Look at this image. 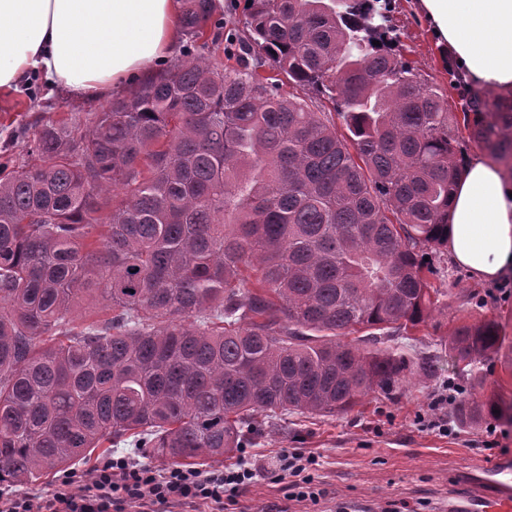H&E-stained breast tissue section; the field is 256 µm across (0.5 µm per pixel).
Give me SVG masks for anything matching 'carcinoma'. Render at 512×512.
<instances>
[{
  "mask_svg": "<svg viewBox=\"0 0 512 512\" xmlns=\"http://www.w3.org/2000/svg\"><path fill=\"white\" fill-rule=\"evenodd\" d=\"M181 0L192 53L86 119L49 121L0 177V483L24 485L129 443L219 462L286 415L391 394L399 347L446 305L426 250L448 246L468 137L512 174V99L442 90L394 50L380 0ZM240 35L226 67L206 53ZM379 45H374L373 41ZM271 66L333 105L314 112ZM111 315L77 331L74 307ZM471 388L494 319L443 338ZM457 419L512 423L467 393Z\"/></svg>",
  "mask_w": 512,
  "mask_h": 512,
  "instance_id": "carcinoma-1",
  "label": "carcinoma"
}]
</instances>
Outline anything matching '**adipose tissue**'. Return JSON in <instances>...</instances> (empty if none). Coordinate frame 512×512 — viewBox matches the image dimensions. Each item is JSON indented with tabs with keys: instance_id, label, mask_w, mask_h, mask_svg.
<instances>
[{
	"instance_id": "adipose-tissue-1",
	"label": "adipose tissue",
	"mask_w": 512,
	"mask_h": 512,
	"mask_svg": "<svg viewBox=\"0 0 512 512\" xmlns=\"http://www.w3.org/2000/svg\"><path fill=\"white\" fill-rule=\"evenodd\" d=\"M438 46L480 88L512 94V0H417ZM182 33L179 0H0V91L36 75L96 101L155 74ZM448 254L477 279L512 270V180L467 159L448 210Z\"/></svg>"
}]
</instances>
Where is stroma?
I'll list each match as a JSON object with an SVG mask.
<instances>
[{"mask_svg": "<svg viewBox=\"0 0 512 512\" xmlns=\"http://www.w3.org/2000/svg\"><path fill=\"white\" fill-rule=\"evenodd\" d=\"M392 26L400 36L397 46L413 62L422 78L439 86L448 109L460 112L473 90L455 61L442 54L414 0H389ZM101 103H87L38 77L0 97V149L29 159L28 146L42 124L71 114L100 111ZM436 268V285L449 291L448 307L434 313L408 340L403 352L408 363L433 361L432 380L404 386L387 396L375 393L350 412L335 416H292L287 428L265 432L248 449L271 460L281 451L299 450L317 458L312 475L321 490L317 501L293 498L286 479L269 475L247 486L227 512H449L451 503L478 494L467 473L483 470L488 461L512 459V425L506 434L486 428L456 426L442 435L421 429L420 417L437 412L452 416L453 407L437 404L445 385L457 383L458 368L448 359L442 338L463 319L499 321L504 344L486 362L488 389L512 400V292L502 293L496 283L482 282L454 265L446 249L429 251Z\"/></svg>", "mask_w": 512, "mask_h": 512, "instance_id": "stroma-1", "label": "stroma"}]
</instances>
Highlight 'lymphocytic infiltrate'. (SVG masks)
I'll use <instances>...</instances> for the list:
<instances>
[{
    "label": "lymphocytic infiltrate",
    "mask_w": 512,
    "mask_h": 512,
    "mask_svg": "<svg viewBox=\"0 0 512 512\" xmlns=\"http://www.w3.org/2000/svg\"><path fill=\"white\" fill-rule=\"evenodd\" d=\"M267 472L255 455L241 452L237 461L220 471L180 467L165 471L124 455L109 459L90 474L82 492L63 479L46 496L0 493V512H129L149 506L168 512L174 504L206 503L211 512H224L240 489Z\"/></svg>",
    "instance_id": "1"
}]
</instances>
